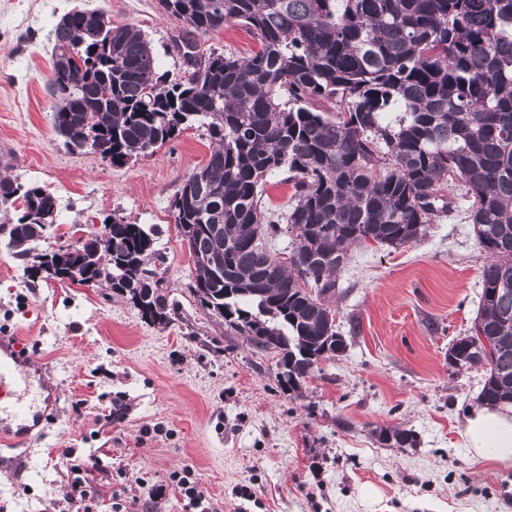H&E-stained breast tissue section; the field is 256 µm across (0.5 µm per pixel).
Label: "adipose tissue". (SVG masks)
Here are the masks:
<instances>
[{
  "mask_svg": "<svg viewBox=\"0 0 512 512\" xmlns=\"http://www.w3.org/2000/svg\"><path fill=\"white\" fill-rule=\"evenodd\" d=\"M464 437L473 464L512 466V405L471 411L465 420Z\"/></svg>",
  "mask_w": 512,
  "mask_h": 512,
  "instance_id": "obj_1",
  "label": "adipose tissue"
}]
</instances>
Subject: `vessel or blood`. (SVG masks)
Returning a JSON list of instances; mask_svg holds the SVG:
<instances>
[{
    "label": "vessel or blood",
    "instance_id": "1",
    "mask_svg": "<svg viewBox=\"0 0 512 512\" xmlns=\"http://www.w3.org/2000/svg\"><path fill=\"white\" fill-rule=\"evenodd\" d=\"M26 359L24 343L18 336H0V447L17 448L21 443L43 434L56 395L46 394L20 374Z\"/></svg>",
    "mask_w": 512,
    "mask_h": 512
}]
</instances>
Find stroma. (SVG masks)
<instances>
[{
	"label": "stroma",
	"instance_id": "1",
	"mask_svg": "<svg viewBox=\"0 0 512 512\" xmlns=\"http://www.w3.org/2000/svg\"><path fill=\"white\" fill-rule=\"evenodd\" d=\"M74 9L99 10L150 41L161 71L178 75L181 23L157 0H0V174L52 192L58 221L38 252L99 232L112 214L156 232L161 270L180 319L145 321L128 298L26 277L7 246L15 211L0 210V329L25 337L59 401L44 438L0 461V512H76L74 477L98 512H184L170 476L199 479L210 512H512V466L472 464L463 436L481 369L448 367L453 340L472 333L487 263L465 207L427 225L411 245L352 249L330 302L346 352L321 362L294 391L276 360L253 348L192 291L194 261L172 202L211 141L201 123L144 159L121 166L66 148L53 128L50 32ZM200 53L249 54L229 25L197 39ZM412 431L414 444L380 443ZM73 449L84 465L71 473Z\"/></svg>",
	"mask_w": 512,
	"mask_h": 512
}]
</instances>
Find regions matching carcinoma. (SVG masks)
I'll return each instance as SVG.
<instances>
[{"label":"carcinoma","instance_id":"1","mask_svg":"<svg viewBox=\"0 0 512 512\" xmlns=\"http://www.w3.org/2000/svg\"><path fill=\"white\" fill-rule=\"evenodd\" d=\"M181 21L173 44L191 80L157 72L150 41L98 10L53 29L56 132L71 150L121 165L152 155L189 123L213 147L176 193L175 224H196L194 292L256 349L296 358L305 379L325 346L343 342L326 296L350 248L404 247L448 213L461 185L490 261L473 334L453 341L448 365L480 367L479 401L512 402V0H158ZM245 27L247 56L197 52V37ZM284 175L288 263L271 242L280 220L261 212L267 178ZM20 204L7 246L29 258L58 211L39 187L0 177V207ZM219 224L222 234L205 228ZM67 249L69 282L111 288L160 326L179 319L160 275L156 235L112 215ZM400 447L410 431L383 429Z\"/></svg>","mask_w":512,"mask_h":512}]
</instances>
